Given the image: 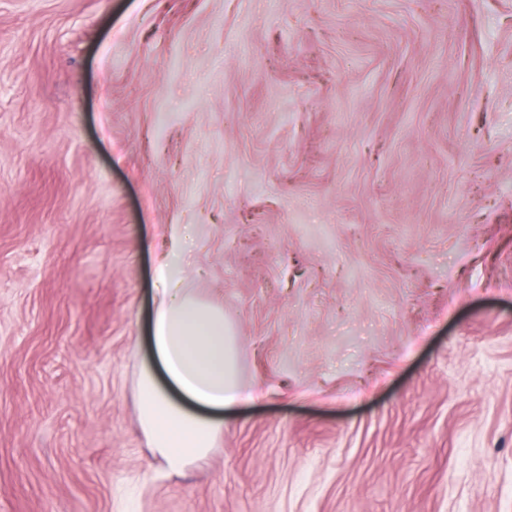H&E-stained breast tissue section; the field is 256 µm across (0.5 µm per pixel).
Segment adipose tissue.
Returning <instances> with one entry per match:
<instances>
[{
  "instance_id": "obj_1",
  "label": "adipose tissue",
  "mask_w": 512,
  "mask_h": 512,
  "mask_svg": "<svg viewBox=\"0 0 512 512\" xmlns=\"http://www.w3.org/2000/svg\"><path fill=\"white\" fill-rule=\"evenodd\" d=\"M186 237L173 227L156 262L150 358L135 377L137 425L154 458L181 474L204 461L224 434V413L255 392L237 374L223 305L185 288Z\"/></svg>"
}]
</instances>
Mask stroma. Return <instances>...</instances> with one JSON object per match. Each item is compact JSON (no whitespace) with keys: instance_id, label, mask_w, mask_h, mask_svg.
I'll use <instances>...</instances> for the list:
<instances>
[{"instance_id":"35a3bbf8","label":"stroma","mask_w":512,"mask_h":512,"mask_svg":"<svg viewBox=\"0 0 512 512\" xmlns=\"http://www.w3.org/2000/svg\"><path fill=\"white\" fill-rule=\"evenodd\" d=\"M175 224L261 392L182 476ZM0 512H512V0H0Z\"/></svg>"}]
</instances>
